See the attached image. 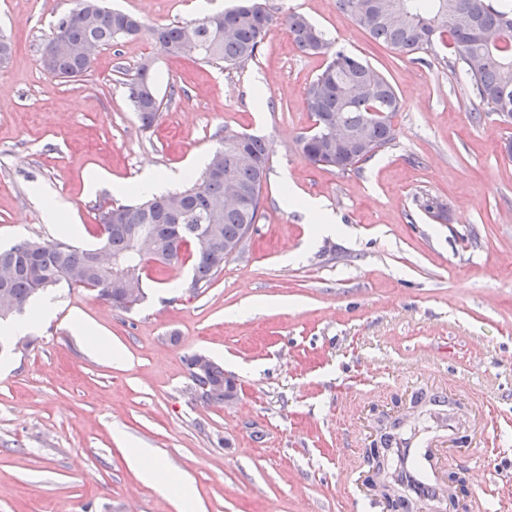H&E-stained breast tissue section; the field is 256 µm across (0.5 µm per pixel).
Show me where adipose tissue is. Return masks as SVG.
<instances>
[{"label": "adipose tissue", "mask_w": 512, "mask_h": 512, "mask_svg": "<svg viewBox=\"0 0 512 512\" xmlns=\"http://www.w3.org/2000/svg\"><path fill=\"white\" fill-rule=\"evenodd\" d=\"M127 462L146 482L157 484L163 493L172 497L180 512H197L198 503L189 479L170 468L165 460L151 449H130Z\"/></svg>", "instance_id": "adipose-tissue-1"}]
</instances>
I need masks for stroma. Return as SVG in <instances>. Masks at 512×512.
<instances>
[{"label": "stroma", "mask_w": 512, "mask_h": 512, "mask_svg": "<svg viewBox=\"0 0 512 512\" xmlns=\"http://www.w3.org/2000/svg\"><path fill=\"white\" fill-rule=\"evenodd\" d=\"M149 25L201 18L196 0H104ZM278 24L241 69L161 52L145 37L102 49L83 76L41 65L45 39L74 0H0V246L46 242L44 197L69 205L78 243H97L99 208L137 203L141 173H181L225 135L269 147L257 230L209 288L191 262L143 273L145 301L122 311L67 284L53 317L0 338V512H178L130 469L113 437L153 449L194 486L201 512H391L367 486L377 428L414 420L443 450L438 474L466 479L482 512H512V128L474 121L478 101L441 58L375 42L336 0H265ZM300 12L336 47L385 74L401 109L396 139L341 174L310 164L305 89L326 59L299 51L279 21ZM154 59L165 108L143 129L125 82ZM108 174L96 190L92 175ZM335 218L316 236L286 190ZM433 198L429 213L419 199ZM98 325L118 349L96 356L71 329ZM240 383L229 405L192 401L187 356ZM437 394L442 407L412 403Z\"/></svg>", "instance_id": "35a3bbf8"}]
</instances>
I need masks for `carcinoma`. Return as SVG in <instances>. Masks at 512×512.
<instances>
[{"instance_id": "obj_1", "label": "carcinoma", "mask_w": 512, "mask_h": 512, "mask_svg": "<svg viewBox=\"0 0 512 512\" xmlns=\"http://www.w3.org/2000/svg\"><path fill=\"white\" fill-rule=\"evenodd\" d=\"M70 12L58 19L41 55V64L61 78L77 77L92 66L85 48L104 49L121 38L145 35L173 56L194 45L196 58L239 69L254 60L273 25V17L258 0L206 15L190 24L148 26L138 17L105 7L101 0H75ZM337 6L372 39L405 55H438L446 48L472 94L489 116L512 124V0H337ZM295 46L310 55H327L326 66L309 83L305 102L314 126L301 137L303 154L313 165L351 171L395 140L393 118L401 109L391 82L356 54L332 49L333 42L305 15L285 18ZM127 97L142 126H154L162 114L155 93L152 61L147 58L126 83ZM342 117L348 131L338 148L330 137L332 118ZM223 166L231 168L233 182L205 168L180 191L154 196L135 205L116 204L99 210L98 243L81 247L63 236L50 243L21 239L0 249V296L16 311L60 283L84 288L115 309L128 311L145 299L144 264L174 266L192 258L191 288L209 287L224 270L246 224L257 223L262 190L269 170L264 141L248 134H228L217 149ZM240 195V209L224 208V196ZM106 251L119 257L134 282L125 284L114 273L94 263L93 254ZM198 356L187 359L192 382L200 385L206 404H222L232 385L224 368L206 359L198 374Z\"/></svg>"}]
</instances>
